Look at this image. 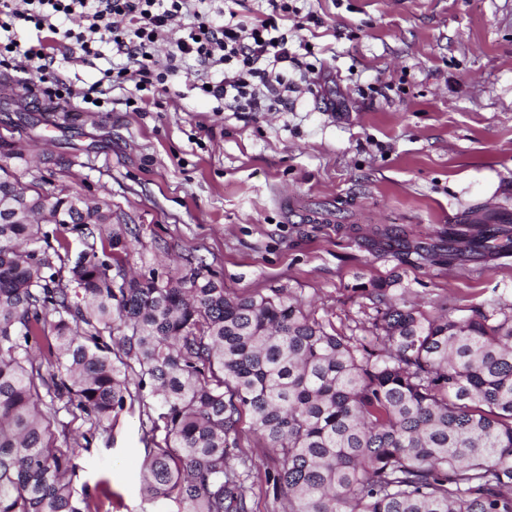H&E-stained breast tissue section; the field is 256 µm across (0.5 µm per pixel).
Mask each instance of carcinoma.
<instances>
[{
	"mask_svg": "<svg viewBox=\"0 0 512 512\" xmlns=\"http://www.w3.org/2000/svg\"><path fill=\"white\" fill-rule=\"evenodd\" d=\"M57 210L85 249L41 222ZM136 240L106 198L0 177V512H98L41 385L97 428L153 404L142 493L178 512H253L252 457L228 452L245 420L277 457L270 512H512V313L433 316L364 288L376 351L282 291L228 295L190 258L131 276Z\"/></svg>",
	"mask_w": 512,
	"mask_h": 512,
	"instance_id": "cac0c4a2",
	"label": "carcinoma"
}]
</instances>
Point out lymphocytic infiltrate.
<instances>
[{
    "label": "lymphocytic infiltrate",
    "instance_id": "1",
    "mask_svg": "<svg viewBox=\"0 0 512 512\" xmlns=\"http://www.w3.org/2000/svg\"><path fill=\"white\" fill-rule=\"evenodd\" d=\"M257 16L205 19L185 27L174 42L166 66H158L155 45L171 30L173 21L194 13L193 0H0V30L20 23L62 33L75 39L86 55H98L101 44L111 45L123 66L114 68L112 80L133 83L136 90L167 88L183 61L194 60L202 70L221 68L222 77L212 82L210 95L238 110L262 112L287 106L290 85L280 68L291 62L288 37L281 21L297 15L291 0H264ZM76 15L79 31H60V17ZM55 57L44 41L0 44V66L13 67L45 84L51 101L70 103L74 89L56 77Z\"/></svg>",
    "mask_w": 512,
    "mask_h": 512
}]
</instances>
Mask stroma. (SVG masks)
Masks as SVG:
<instances>
[{
  "label": "stroma",
  "mask_w": 512,
  "mask_h": 512,
  "mask_svg": "<svg viewBox=\"0 0 512 512\" xmlns=\"http://www.w3.org/2000/svg\"><path fill=\"white\" fill-rule=\"evenodd\" d=\"M318 24L295 30L288 108L237 112L204 96L194 70L169 93L107 89L60 107L0 71L7 171L44 192L111 199L136 224V272L194 256L229 294L285 289L338 333L360 334L362 289L398 282L426 310L512 307V0H296ZM74 89L114 58L54 43ZM318 78H310V69ZM494 234L474 251L477 237ZM75 487L108 480L109 512H177L140 493L152 409L110 430L54 403Z\"/></svg>",
  "instance_id": "stroma-1"
}]
</instances>
